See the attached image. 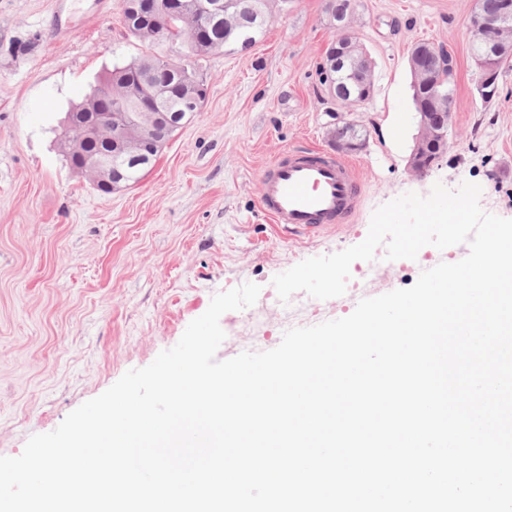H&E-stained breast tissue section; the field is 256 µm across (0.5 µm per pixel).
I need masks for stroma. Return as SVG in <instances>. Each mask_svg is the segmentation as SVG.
I'll return each mask as SVG.
<instances>
[{
	"label": "stroma",
	"mask_w": 512,
	"mask_h": 512,
	"mask_svg": "<svg viewBox=\"0 0 512 512\" xmlns=\"http://www.w3.org/2000/svg\"><path fill=\"white\" fill-rule=\"evenodd\" d=\"M97 0H0V456L21 454L126 371L173 347L212 297L251 282L262 325L220 318L216 357L275 348L284 332L350 315L361 299L412 287L423 269L456 262L464 245L427 247L425 263L353 262L344 295L277 306L273 279L299 262L362 242L373 212L435 183L482 188L484 212L512 218V65L484 104L468 21L475 0H354L350 32L373 62L364 106L332 99L319 69L336 38L324 0H289L255 44L209 56L200 112L176 130L137 183L105 194L74 172L57 137L69 107L117 62L183 57L180 42H144L122 22V0L74 26ZM451 54L448 150L410 172L418 129L409 58L415 40ZM367 134L353 160L364 183L346 224L288 238L259 207L260 176L293 147L333 150L337 123Z\"/></svg>",
	"instance_id": "1"
}]
</instances>
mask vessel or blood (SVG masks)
I'll list each match as a JSON object with an SVG mask.
<instances>
[{"mask_svg": "<svg viewBox=\"0 0 512 512\" xmlns=\"http://www.w3.org/2000/svg\"><path fill=\"white\" fill-rule=\"evenodd\" d=\"M363 190L350 160L296 148L279 155L262 173L259 205L292 237L340 224L356 212Z\"/></svg>", "mask_w": 512, "mask_h": 512, "instance_id": "1", "label": "vessel or blood"}]
</instances>
